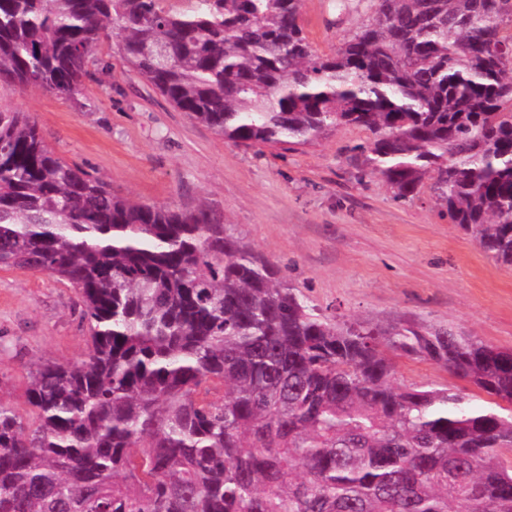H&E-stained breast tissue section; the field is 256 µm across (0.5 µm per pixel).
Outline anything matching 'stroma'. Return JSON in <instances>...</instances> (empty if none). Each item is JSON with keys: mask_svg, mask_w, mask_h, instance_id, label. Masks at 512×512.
Instances as JSON below:
<instances>
[{"mask_svg": "<svg viewBox=\"0 0 512 512\" xmlns=\"http://www.w3.org/2000/svg\"><path fill=\"white\" fill-rule=\"evenodd\" d=\"M370 14L367 0H303L305 31L332 54ZM82 97L0 84V108L25 112L68 162L115 194L154 206H204L321 312L382 327L448 328L512 350V267L449 223L430 186L411 200L372 171L370 132L343 125L315 143L236 144L191 121L103 41ZM75 291L39 272L0 270V399L23 405L43 360L88 348ZM399 383L447 384L438 365L401 357Z\"/></svg>", "mask_w": 512, "mask_h": 512, "instance_id": "1", "label": "stroma"}]
</instances>
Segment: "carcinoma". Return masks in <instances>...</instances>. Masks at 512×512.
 Here are the masks:
<instances>
[{"label":"carcinoma","mask_w":512,"mask_h":512,"mask_svg":"<svg viewBox=\"0 0 512 512\" xmlns=\"http://www.w3.org/2000/svg\"><path fill=\"white\" fill-rule=\"evenodd\" d=\"M302 0H0V82L78 100L108 33L179 111L244 145L371 132L401 199L512 265V0H368L317 53ZM0 269L74 288L77 362L0 399V512H512V351L310 306L208 209L133 203L0 110ZM434 362L490 397L402 385Z\"/></svg>","instance_id":"carcinoma-1"}]
</instances>
